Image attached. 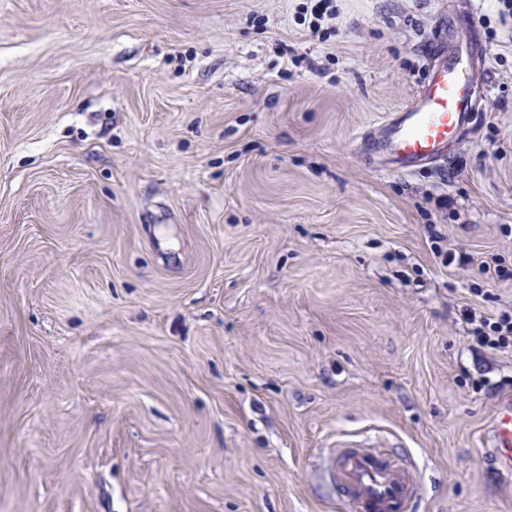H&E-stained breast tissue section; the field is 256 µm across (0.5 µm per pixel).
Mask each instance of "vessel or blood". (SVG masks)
I'll use <instances>...</instances> for the list:
<instances>
[{
	"instance_id": "1",
	"label": "vessel or blood",
	"mask_w": 512,
	"mask_h": 512,
	"mask_svg": "<svg viewBox=\"0 0 512 512\" xmlns=\"http://www.w3.org/2000/svg\"><path fill=\"white\" fill-rule=\"evenodd\" d=\"M456 31L463 34V41L451 51L436 48L437 61L412 103L373 134L394 170L409 172L442 156L475 120L467 47L475 39L473 19L459 17ZM488 444L497 469L512 478V393L497 400ZM336 474L352 512H407L414 491L412 476L390 459L364 448H342L336 454Z\"/></svg>"
}]
</instances>
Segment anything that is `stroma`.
Returning <instances> with one entry per match:
<instances>
[{"label": "stroma", "instance_id": "obj_1", "mask_svg": "<svg viewBox=\"0 0 512 512\" xmlns=\"http://www.w3.org/2000/svg\"><path fill=\"white\" fill-rule=\"evenodd\" d=\"M302 2L0 0V512H347L351 440L512 512L463 318L512 314V11ZM461 14L477 117L386 170Z\"/></svg>", "mask_w": 512, "mask_h": 512}]
</instances>
